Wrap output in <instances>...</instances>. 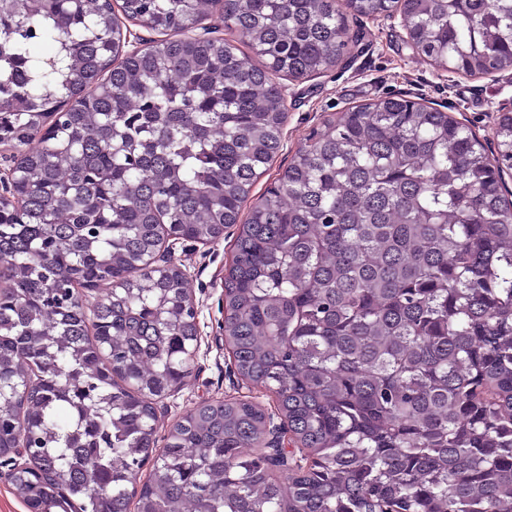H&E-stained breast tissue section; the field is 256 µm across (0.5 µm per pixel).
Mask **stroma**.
I'll return each instance as SVG.
<instances>
[{"mask_svg":"<svg viewBox=\"0 0 512 512\" xmlns=\"http://www.w3.org/2000/svg\"><path fill=\"white\" fill-rule=\"evenodd\" d=\"M349 28L359 40L343 64L318 76L287 80L284 148L255 186V194H262L287 167L310 131L327 115L389 95L424 94L464 122L487 152H495L493 131L497 117L512 108V70L469 77L436 68L412 50L403 20L397 14L375 20L353 18ZM235 237L236 230L230 227L217 243L202 245L182 240L171 251V260L184 271L198 307L200 335L189 377L157 404L159 433H166L180 417L205 400L247 396L267 410L275 408L273 397L247 387L234 374L222 340L224 268Z\"/></svg>","mask_w":512,"mask_h":512,"instance_id":"obj_1","label":"stroma"}]
</instances>
